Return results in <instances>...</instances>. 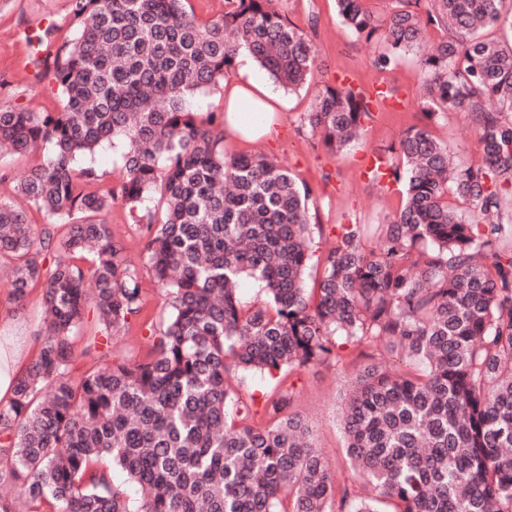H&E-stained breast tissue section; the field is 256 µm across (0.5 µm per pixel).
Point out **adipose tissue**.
Segmentation results:
<instances>
[{
  "label": "adipose tissue",
  "mask_w": 512,
  "mask_h": 512,
  "mask_svg": "<svg viewBox=\"0 0 512 512\" xmlns=\"http://www.w3.org/2000/svg\"><path fill=\"white\" fill-rule=\"evenodd\" d=\"M224 104L225 137L256 140L273 132L279 102L249 71L225 83Z\"/></svg>",
  "instance_id": "ef3b65f1"
}]
</instances>
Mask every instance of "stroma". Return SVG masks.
<instances>
[{
    "label": "stroma",
    "instance_id": "1",
    "mask_svg": "<svg viewBox=\"0 0 512 512\" xmlns=\"http://www.w3.org/2000/svg\"><path fill=\"white\" fill-rule=\"evenodd\" d=\"M70 6V0H0V105L34 110L58 107L55 84L37 79L34 60L39 54L37 37L49 24L60 27L55 35L57 43L72 40L73 32L68 26ZM280 7L289 19L308 30L320 53L319 64L300 88L290 90L273 85L272 90L284 107L270 138L251 142L228 139L223 146L229 152L259 150L279 158L309 185L313 248L320 254L328 248L336 225L385 223L401 203L398 192L380 190L364 180L360 164L364 154L386 153L407 128L423 122L419 107V54L410 52L393 69L379 71L374 60L382 53V45L355 41L338 23L334 0H280ZM341 75L349 76L352 84L360 87L387 83L404 105L393 112L373 114L366 122L361 140L338 157L320 143L307 123L306 114L322 85ZM433 130L447 143L458 162L480 163L474 133L463 114L447 113ZM106 220L113 237L123 243L128 257L137 265L145 287V307L130 319L129 340L118 339L112 345L113 360L134 362L150 351L152 330L166 319L169 309L164 289L155 284L144 260L145 224L134 223L128 207L119 203ZM41 294V288H33L16 314L0 315V336L20 337L31 360L38 355V332L43 326ZM365 361V356L356 352L350 362L325 364L286 376L296 392L291 412L306 420L314 447L341 480L351 475L340 426L341 408L357 367Z\"/></svg>",
    "mask_w": 512,
    "mask_h": 512
}]
</instances>
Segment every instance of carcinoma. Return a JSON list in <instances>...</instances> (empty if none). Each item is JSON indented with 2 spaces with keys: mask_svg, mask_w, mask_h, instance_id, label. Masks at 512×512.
<instances>
[{
  "mask_svg": "<svg viewBox=\"0 0 512 512\" xmlns=\"http://www.w3.org/2000/svg\"><path fill=\"white\" fill-rule=\"evenodd\" d=\"M367 2L335 0L337 19L383 44L381 71L429 30L453 38L420 56L427 122L371 175L402 186L399 211L371 227L337 225L312 288L307 184L262 152L224 151V112L200 118L188 104L243 52L284 88L306 81L318 47L272 0H227L207 20L190 0H71L75 38L53 50L58 26L39 36L36 77L52 76L60 107L0 106V144L46 149L15 186L28 206L0 198V259L14 260L6 312L35 286L45 310L38 356L0 407V485L17 488L0 494V512H512V246L501 245L512 236L501 223L512 194V41L478 37L512 32V11L504 0H397L382 15ZM443 109L468 117L478 166L456 163L433 136ZM372 112L363 91L326 83L306 119L338 157ZM114 139L126 148L116 188L74 167ZM155 194L160 215L134 219L147 220L145 258L170 310L145 358L114 361L96 344L128 333L144 291L105 216ZM243 278L261 284L264 305L240 302ZM91 311L97 336L78 353ZM363 345L423 367L371 363L344 401L346 452L372 489L364 498L286 412L291 389L257 426L227 382L233 371L339 364ZM83 356L93 364L78 373ZM115 467L139 487L137 505Z\"/></svg>",
  "mask_w": 512,
  "mask_h": 512,
  "instance_id": "cac0c4a2",
  "label": "carcinoma"
}]
</instances>
